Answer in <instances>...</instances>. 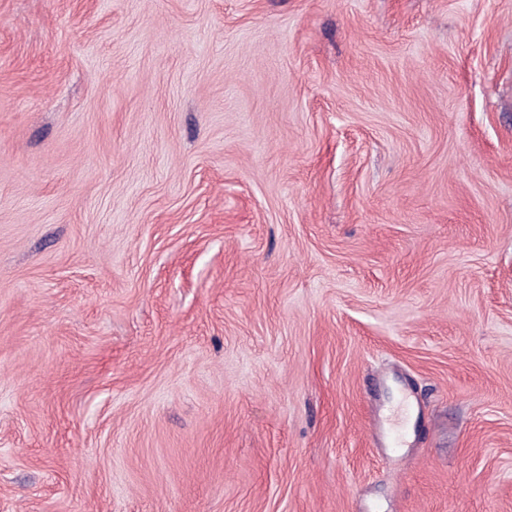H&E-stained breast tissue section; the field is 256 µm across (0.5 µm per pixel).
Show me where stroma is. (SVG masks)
Segmentation results:
<instances>
[{"label":"stroma","instance_id":"35a3bbf8","mask_svg":"<svg viewBox=\"0 0 512 512\" xmlns=\"http://www.w3.org/2000/svg\"><path fill=\"white\" fill-rule=\"evenodd\" d=\"M0 512H512V0H0Z\"/></svg>","mask_w":512,"mask_h":512}]
</instances>
